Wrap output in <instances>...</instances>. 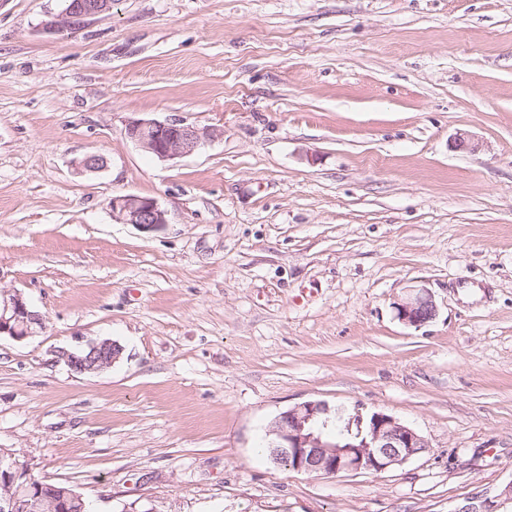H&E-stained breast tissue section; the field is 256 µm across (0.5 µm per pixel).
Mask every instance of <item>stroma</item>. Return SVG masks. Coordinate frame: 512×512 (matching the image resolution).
<instances>
[{
  "instance_id": "1",
  "label": "stroma",
  "mask_w": 512,
  "mask_h": 512,
  "mask_svg": "<svg viewBox=\"0 0 512 512\" xmlns=\"http://www.w3.org/2000/svg\"><path fill=\"white\" fill-rule=\"evenodd\" d=\"M60 9L0 0V289L45 323L0 338V448L91 512H455L511 483L512 0H112L64 32ZM135 118L213 135L163 161ZM125 194L166 224L115 220ZM105 338L102 372L57 357ZM312 400L429 450L274 465L267 425ZM112 216L120 223L132 224L144 231L166 224V213L153 198L127 194L113 197ZM395 309L401 321L413 326L430 322L437 314V305L425 288L415 289L407 298L397 302Z\"/></svg>"
}]
</instances>
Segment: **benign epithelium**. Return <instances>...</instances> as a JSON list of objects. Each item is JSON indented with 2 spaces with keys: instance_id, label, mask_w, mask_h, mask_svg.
Instances as JSON below:
<instances>
[{
  "instance_id": "obj_1",
  "label": "benign epithelium",
  "mask_w": 512,
  "mask_h": 512,
  "mask_svg": "<svg viewBox=\"0 0 512 512\" xmlns=\"http://www.w3.org/2000/svg\"><path fill=\"white\" fill-rule=\"evenodd\" d=\"M112 9V0H69L50 27L73 30L85 20ZM125 136L160 160L195 151L212 136L208 128L179 121L132 119ZM112 217L144 231L166 224V213L153 198L127 194L112 198ZM400 320L420 326L432 321L437 305L430 292L416 289L395 303ZM44 328V321L19 291L0 289V337L20 341ZM124 348L110 339L86 342L58 351V358L78 374L104 371L123 356ZM336 411L324 401H307L290 408L268 425L270 459L276 465L308 475L333 477L342 471L383 472L425 453L429 442L393 416L374 411L349 415L344 430L332 433ZM512 501V484L494 496L482 495L456 512H500ZM83 496L65 483L51 484L33 477L30 467L13 451L0 448V512H85Z\"/></svg>"
}]
</instances>
